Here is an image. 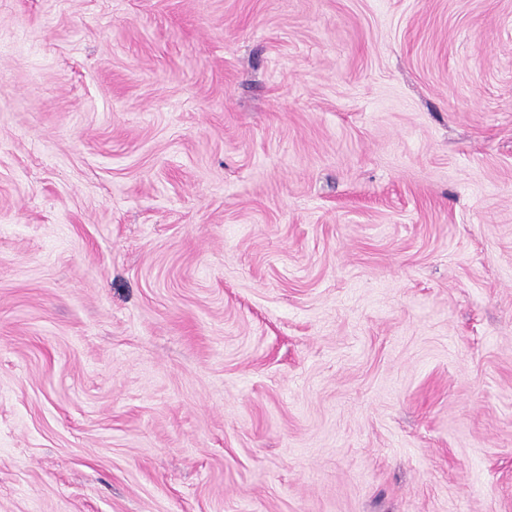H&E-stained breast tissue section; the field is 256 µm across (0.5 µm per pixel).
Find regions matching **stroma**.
<instances>
[{
  "label": "stroma",
  "instance_id": "stroma-1",
  "mask_svg": "<svg viewBox=\"0 0 512 512\" xmlns=\"http://www.w3.org/2000/svg\"><path fill=\"white\" fill-rule=\"evenodd\" d=\"M0 512H512V0H0Z\"/></svg>",
  "mask_w": 512,
  "mask_h": 512
}]
</instances>
